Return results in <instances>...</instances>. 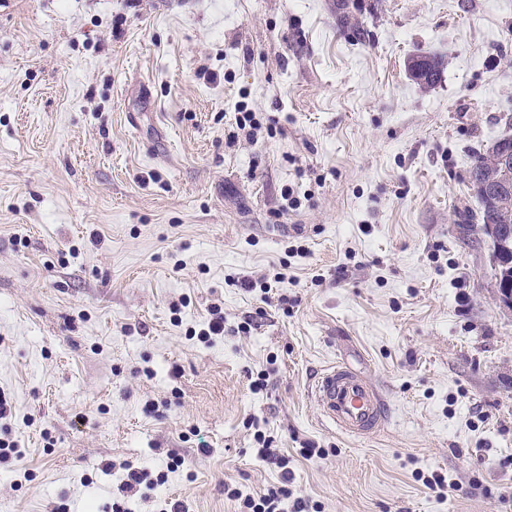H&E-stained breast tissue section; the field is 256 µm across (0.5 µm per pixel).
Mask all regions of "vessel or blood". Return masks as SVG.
Wrapping results in <instances>:
<instances>
[{"mask_svg":"<svg viewBox=\"0 0 512 512\" xmlns=\"http://www.w3.org/2000/svg\"><path fill=\"white\" fill-rule=\"evenodd\" d=\"M312 395L320 415L350 436H371L388 418L382 391L341 363L329 365L317 374Z\"/></svg>","mask_w":512,"mask_h":512,"instance_id":"b4317fda","label":"vessel or blood"}]
</instances>
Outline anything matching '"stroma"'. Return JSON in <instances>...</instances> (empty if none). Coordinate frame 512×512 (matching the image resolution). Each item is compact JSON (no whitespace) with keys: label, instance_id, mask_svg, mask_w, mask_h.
<instances>
[{"label":"stroma","instance_id":"1","mask_svg":"<svg viewBox=\"0 0 512 512\" xmlns=\"http://www.w3.org/2000/svg\"><path fill=\"white\" fill-rule=\"evenodd\" d=\"M357 2L366 45L336 0H0V512H241L259 431L315 512H512V311L457 222L512 135V0ZM243 106L271 133L228 144ZM336 362L375 435L320 418ZM129 464L167 480L126 497ZM336 22L337 26L344 31H348L356 42H370L374 37L373 32L364 27L355 17L347 0H340L336 4ZM411 78L421 87L435 86L442 81L445 58L436 53H422L410 58L407 65ZM416 68L420 71L415 73ZM312 395L320 415L350 436H371L388 418V405L382 391L339 362L317 374Z\"/></svg>","mask_w":512,"mask_h":512}]
</instances>
